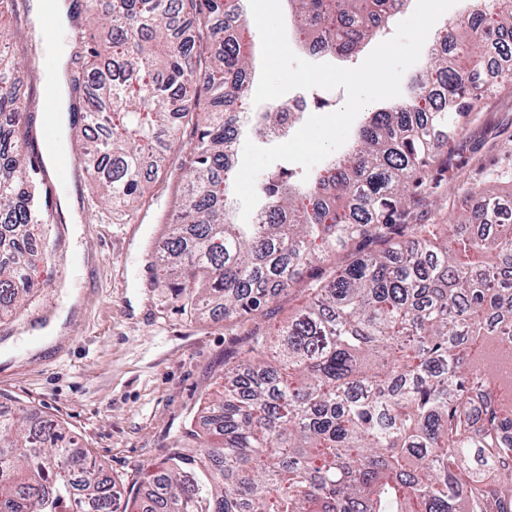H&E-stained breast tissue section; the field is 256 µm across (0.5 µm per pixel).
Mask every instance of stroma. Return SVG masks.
I'll list each match as a JSON object with an SVG mask.
<instances>
[{
  "label": "stroma",
  "mask_w": 512,
  "mask_h": 512,
  "mask_svg": "<svg viewBox=\"0 0 512 512\" xmlns=\"http://www.w3.org/2000/svg\"><path fill=\"white\" fill-rule=\"evenodd\" d=\"M488 79L447 172L410 205L408 223L454 221L449 201L466 180L512 194V81ZM147 187L152 206L118 217L92 206L83 171L66 192L73 208L58 206L50 237L33 246L35 289L0 319V408L58 423L124 490L183 446L186 426L223 388L233 342L218 309L190 313L170 281L154 278L176 194L156 180ZM61 315L62 332L46 335Z\"/></svg>",
  "instance_id": "stroma-1"
}]
</instances>
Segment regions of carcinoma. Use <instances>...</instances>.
<instances>
[{
	"label": "carcinoma",
	"instance_id": "obj_1",
	"mask_svg": "<svg viewBox=\"0 0 512 512\" xmlns=\"http://www.w3.org/2000/svg\"><path fill=\"white\" fill-rule=\"evenodd\" d=\"M22 2L0 0V318L35 287L31 244L50 224L24 150L33 117L13 93L31 41ZM243 2L85 0L99 25L74 39L103 103L83 126L106 131L82 151L98 202L143 200L147 149L154 172L184 170L156 271L185 305H221L224 335L250 354L186 431L192 448L171 449L121 512H512V203L473 187L455 224L403 220L432 169L448 170L489 65L512 59V0L451 19L407 97L366 113L352 149L307 180L267 172L262 222L237 224L225 155L252 62L227 22H245ZM288 2L316 34L309 52L347 58L408 0ZM347 244L349 261L323 273ZM297 287L305 306L271 331L268 304ZM120 497L59 424L0 410V512H115Z\"/></svg>",
	"mask_w": 512,
	"mask_h": 512
}]
</instances>
